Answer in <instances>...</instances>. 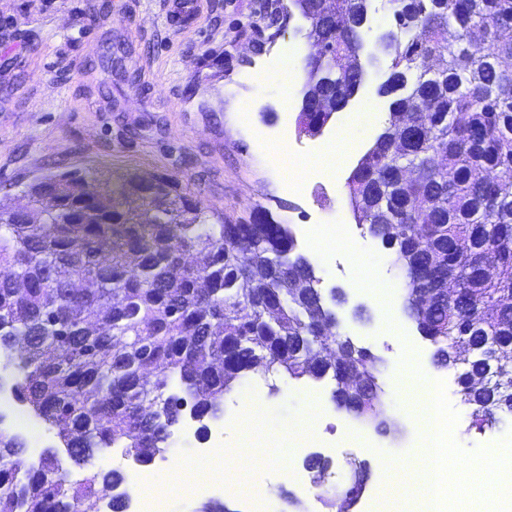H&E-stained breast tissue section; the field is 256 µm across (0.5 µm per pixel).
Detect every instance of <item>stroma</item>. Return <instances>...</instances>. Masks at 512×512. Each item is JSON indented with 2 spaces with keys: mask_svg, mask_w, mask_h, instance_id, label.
Listing matches in <instances>:
<instances>
[{
  "mask_svg": "<svg viewBox=\"0 0 512 512\" xmlns=\"http://www.w3.org/2000/svg\"><path fill=\"white\" fill-rule=\"evenodd\" d=\"M107 15L89 10V0H0V202L27 203L24 187L44 174L73 172L86 180L130 181L166 175L183 192L200 200L208 213L239 222L262 213L290 229H307L297 251L312 263L322 292L342 289L334 311L338 330L368 350L383 402L380 422H368L339 408L332 377L294 378L257 369L239 379L224 397V445L267 448L288 457L271 464L252 482L262 502L239 497L218 483L171 496L166 512L220 503L233 512H329L310 483L306 460H329L328 481L350 477L349 458L368 468L366 490L352 512L380 497L385 483L397 496L393 512H415L420 477L413 467L419 451L416 392L444 380L448 395L451 447L462 473L486 474L496 451L512 449V415L478 429L457 394V369L434 364V345L395 301L384 312L373 277L403 285L401 271L381 240L357 224L347 189L359 160L384 131V123L360 118L365 101L387 112L381 94L386 56H379L347 107L328 130L347 135L332 149L336 184L316 186L320 160L312 156L319 136L301 133L298 117L307 89L305 66L292 80L277 70L285 45L310 49V24L293 14L285 27L259 25L262 0H199L196 17L176 27L168 11L172 0H106ZM123 46V64L138 76L137 86L116 80L97 67L107 46ZM266 142L255 138L257 131ZM287 131L291 148L272 150L270 136ZM305 180L303 195L289 192V179ZM348 225L350 237L330 248L317 241L328 228ZM258 404L260 420L245 418L246 403ZM315 420L313 444L291 431L304 416ZM24 464L38 462L50 448L71 481L85 472L63 452L55 428L37 423L24 433Z\"/></svg>",
  "mask_w": 512,
  "mask_h": 512,
  "instance_id": "1",
  "label": "stroma"
}]
</instances>
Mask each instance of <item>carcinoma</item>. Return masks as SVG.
Masks as SVG:
<instances>
[{
  "mask_svg": "<svg viewBox=\"0 0 512 512\" xmlns=\"http://www.w3.org/2000/svg\"><path fill=\"white\" fill-rule=\"evenodd\" d=\"M347 16L323 28L310 63L330 79L342 105L363 72H339L338 56L360 50L349 22L371 0H343ZM398 34L381 92L406 90L389 105L375 145L348 180L357 223L392 249L405 275V302L441 367L475 348L457 394L479 427L512 414V0H386ZM135 196L134 211L115 194ZM30 206L0 204V352L24 344L13 391L35 417L56 428L67 456L88 475L73 482L56 453L41 451L23 471L28 446L0 434V512H100L97 490L117 489L118 470L96 465L103 448L162 454L191 413L201 429L224 413V392L267 363L271 371L341 383L343 363L313 365L331 314L308 260L285 224L255 214L249 222L209 221L205 207L165 177L91 187L65 173L28 185ZM424 225L430 252L408 256L413 228ZM190 252L187 269L171 257ZM452 278V300L422 311L415 290L426 276ZM368 354L350 358L368 375L382 413L381 388ZM502 397L487 406L470 386L489 363Z\"/></svg>",
  "mask_w": 512,
  "mask_h": 512,
  "instance_id": "carcinoma-1",
  "label": "carcinoma"
}]
</instances>
